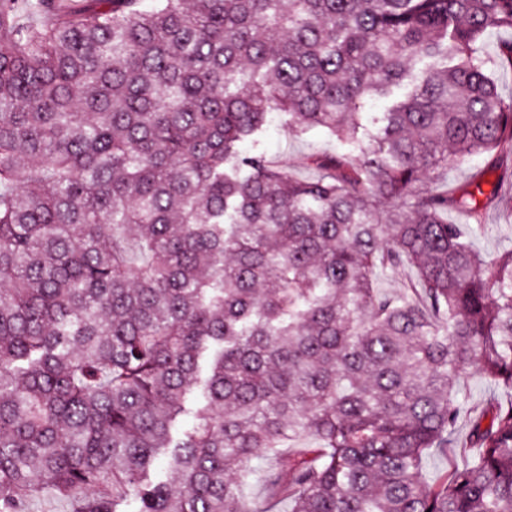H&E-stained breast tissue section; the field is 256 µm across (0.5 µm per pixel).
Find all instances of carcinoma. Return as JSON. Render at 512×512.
Instances as JSON below:
<instances>
[{
	"label": "carcinoma",
	"instance_id": "cac0c4a2",
	"mask_svg": "<svg viewBox=\"0 0 512 512\" xmlns=\"http://www.w3.org/2000/svg\"><path fill=\"white\" fill-rule=\"evenodd\" d=\"M142 2L0 0V512H512V405L422 476L468 374L512 387V247L426 180L512 150V0ZM274 109L349 150H246ZM512 42V30H489L484 37L482 52L489 58L498 56L503 44ZM377 282L385 291L413 296L415 288V270L410 265L397 268H379L376 272ZM454 445H448V453L429 451L423 461V474L427 480H434L442 475L453 463H461L456 455Z\"/></svg>",
	"mask_w": 512,
	"mask_h": 512
}]
</instances>
